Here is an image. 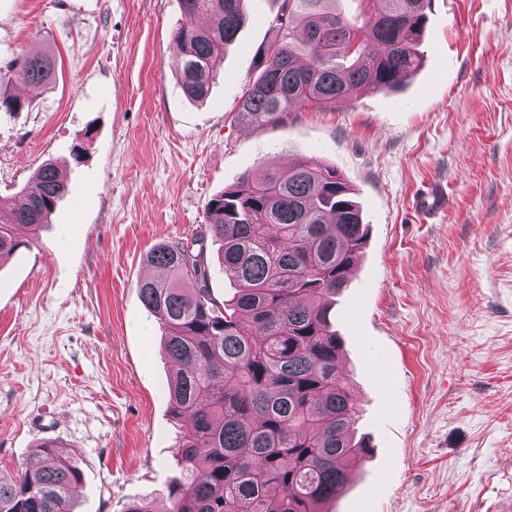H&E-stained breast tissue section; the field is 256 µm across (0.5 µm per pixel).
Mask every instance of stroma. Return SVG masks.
<instances>
[{
  "mask_svg": "<svg viewBox=\"0 0 512 512\" xmlns=\"http://www.w3.org/2000/svg\"><path fill=\"white\" fill-rule=\"evenodd\" d=\"M282 0L246 21L207 100L176 86L179 0H0V67L51 52L52 81L0 112V196L37 168L67 182L38 243L0 265V478L56 441L76 512L169 503L174 374L137 284L149 249L199 234L247 172L304 158L356 190L367 244L336 299L341 365L372 448L329 512H512V0H430L421 65L401 89L285 124L238 119ZM445 209L412 208L426 183Z\"/></svg>",
  "mask_w": 512,
  "mask_h": 512,
  "instance_id": "35a3bbf8",
  "label": "stroma"
}]
</instances>
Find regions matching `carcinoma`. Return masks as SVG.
Returning a JSON list of instances; mask_svg holds the SVG:
<instances>
[{"instance_id": "carcinoma-1", "label": "carcinoma", "mask_w": 512, "mask_h": 512, "mask_svg": "<svg viewBox=\"0 0 512 512\" xmlns=\"http://www.w3.org/2000/svg\"><path fill=\"white\" fill-rule=\"evenodd\" d=\"M242 2L180 0L172 37L185 98L208 97L215 64L243 25ZM360 2L349 17L336 0H283L284 35L263 50L239 115L273 127L292 106L331 110L355 93L407 83L420 64L427 0ZM54 72L50 55L16 58L0 70V110L22 109L9 93L14 82L35 88ZM65 192L62 172L46 163L23 204L0 197V261L38 238ZM208 211L200 234L147 252L165 275L138 283L175 367L171 411L189 425L173 451L167 512H325L347 492L350 460L369 452L330 317L366 244L353 189L336 169L301 159L244 174ZM208 238L220 243L232 285L222 301L211 288ZM36 448L38 465L0 480V512H73L80 468L52 440Z\"/></svg>"}]
</instances>
